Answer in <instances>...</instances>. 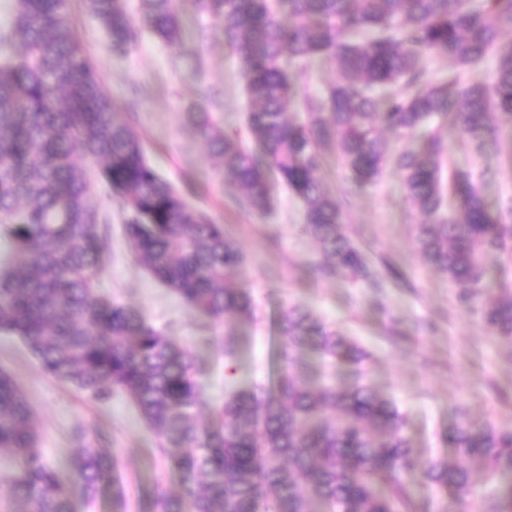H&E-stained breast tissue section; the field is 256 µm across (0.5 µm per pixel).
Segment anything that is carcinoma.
Instances as JSON below:
<instances>
[{"label": "carcinoma", "instance_id": "cac0c4a2", "mask_svg": "<svg viewBox=\"0 0 512 512\" xmlns=\"http://www.w3.org/2000/svg\"><path fill=\"white\" fill-rule=\"evenodd\" d=\"M217 18L224 45L241 64L249 102L244 134L230 135L206 109L188 113L208 153L220 159L251 207H270L268 172L302 203L309 234L328 272H365L361 251L341 232L336 198L321 186L323 149L333 146L351 191L393 165L412 207L425 263L477 305L487 260L512 255V224L489 210L472 187L447 183L450 121L480 152L512 159V0H193ZM116 55L144 32L165 44L182 31L179 0H87ZM15 18L0 28V333L19 337L40 370L98 402L129 397L154 431L180 492L159 484L154 512H415L416 485L430 490L433 512H512V428L460 416L444 435L452 451L419 454L403 415L357 379L338 384L305 377L302 353L357 364L349 338L296 305L278 322L289 371L258 394L237 388L198 419L205 392L194 355L138 311L100 294L109 249L108 218L79 154L125 215L126 240L150 273L193 312L223 324L251 315L248 289L233 273L244 257L224 225L149 162L142 142L114 112L97 67L72 25L68 0H13ZM498 54L492 83H460L462 73ZM334 60L337 78L297 105L286 103L303 79L283 60ZM448 62V77L425 78L423 61ZM439 126L419 147L392 153L382 137ZM489 331L512 340V290L479 308ZM30 404L0 371V476L4 512H73L72 485L95 502L112 488L113 512H126L120 461L106 436L84 435L64 480L38 448Z\"/></svg>", "mask_w": 512, "mask_h": 512}]
</instances>
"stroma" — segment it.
Here are the masks:
<instances>
[{
	"label": "stroma",
	"mask_w": 512,
	"mask_h": 512,
	"mask_svg": "<svg viewBox=\"0 0 512 512\" xmlns=\"http://www.w3.org/2000/svg\"><path fill=\"white\" fill-rule=\"evenodd\" d=\"M180 8L179 43L145 34L128 54L115 56L86 0H69L74 25L115 110L140 138L151 164L240 245L245 261L236 279L252 294V314L236 323L237 355L226 363L223 326L191 312L148 273L132 254L120 209L104 189L97 201L111 217V248L100 293L140 311L195 353L211 404L223 401L225 387L233 383L259 392L271 387L283 365L278 318L293 304L368 351L366 360L337 365L336 373L347 382L362 377L391 400L405 416L417 451L443 447L459 410L477 424L512 427V341L490 335L480 313L460 303L457 287L423 263L414 243V227L423 218L411 207L399 171L385 168L376 183L351 195L349 173L335 148L325 150L329 164L322 185L342 204L344 229L366 255L368 280L321 271L323 256L307 232L302 205L277 175L269 177L272 205L266 211L249 206L221 179L186 114L202 106L225 131L242 129L244 80L237 58L224 48L217 20L198 12L192 0H182ZM448 153L489 206L512 205L511 163L477 156L453 132ZM0 368L22 388L41 447L59 470H66L80 432L100 430L108 437V451L120 457L128 512H153L156 483L178 490V472L125 395L94 401L42 373L18 337L1 333Z\"/></svg>",
	"instance_id": "1"
}]
</instances>
